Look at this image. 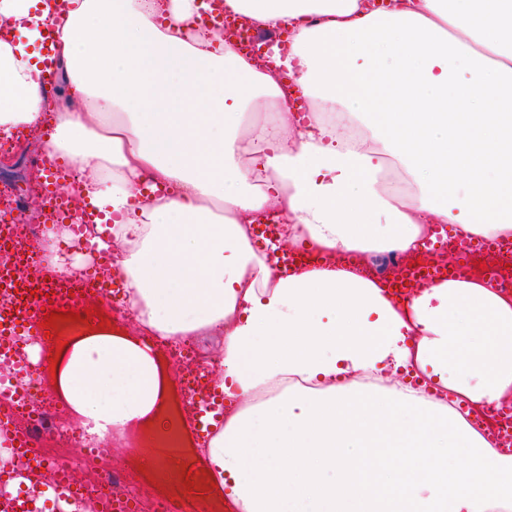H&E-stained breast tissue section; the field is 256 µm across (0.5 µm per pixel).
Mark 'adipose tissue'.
<instances>
[{"label":"adipose tissue","mask_w":512,"mask_h":512,"mask_svg":"<svg viewBox=\"0 0 512 512\" xmlns=\"http://www.w3.org/2000/svg\"><path fill=\"white\" fill-rule=\"evenodd\" d=\"M225 0L272 31L311 113L269 136L283 96L199 21L208 0H0V138L38 130L65 186L97 213L129 306L159 336L224 331V425L204 455L228 512H512V454L466 411L512 396V298L476 277L392 298L351 255L453 236L512 239V151L486 100L512 106V0ZM68 99L51 102L46 77ZM391 157L413 187L384 181ZM328 254L273 275L256 247ZM57 384L96 433L149 419L157 367L136 335L98 329L58 355ZM286 381L287 393L251 405Z\"/></svg>","instance_id":"obj_1"}]
</instances>
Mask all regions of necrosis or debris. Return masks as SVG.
Listing matches in <instances>:
<instances>
[{
    "mask_svg": "<svg viewBox=\"0 0 512 512\" xmlns=\"http://www.w3.org/2000/svg\"><path fill=\"white\" fill-rule=\"evenodd\" d=\"M0 205L8 208L10 218L0 230V255L14 265L17 278L29 284V293L20 295L11 288L0 289V311L16 302H24L37 315L47 308L39 294L51 284H59L72 294L71 308L77 319H54L56 339L31 336L18 330L8 351H0V442L11 453L10 462L0 461V493L11 481H19L25 498H40L44 486L54 482L59 472L77 474L74 490L54 503L55 512H107L137 501L144 484H151V512H224V492L214 488L202 461L204 448L215 436V429L202 423L204 407L221 401L217 383L224 371L220 352L199 353L188 339L177 341L155 336L146 337L158 366L159 407L155 421L131 430L110 432L106 436L92 433L89 424L77 416L65 396L56 389L53 379L55 360L49 355L52 345H63L106 326L116 333L132 329L133 322L124 298L105 300L98 287L110 285L108 261L97 263L93 274H76L51 281L44 271H32L28 250L32 240L42 243V258L75 245L90 246L91 238L83 224H70L46 237L43 228L25 223V205L20 194L0 188ZM458 243L453 239L428 242L420 254H381L373 258L385 281L396 279L412 261L431 272L445 267L449 252ZM472 263L463 265L460 278L474 277L479 263L491 264L494 279L503 294L512 295V240L495 252L475 251ZM100 306L101 318L91 319L84 307ZM24 440L29 457L15 459V443ZM118 448L138 450L136 462L105 467ZM202 489L201 498L191 501L185 496L187 486Z\"/></svg>",
    "mask_w": 512,
    "mask_h": 512,
    "instance_id": "obj_1",
    "label": "necrosis or debris"
}]
</instances>
